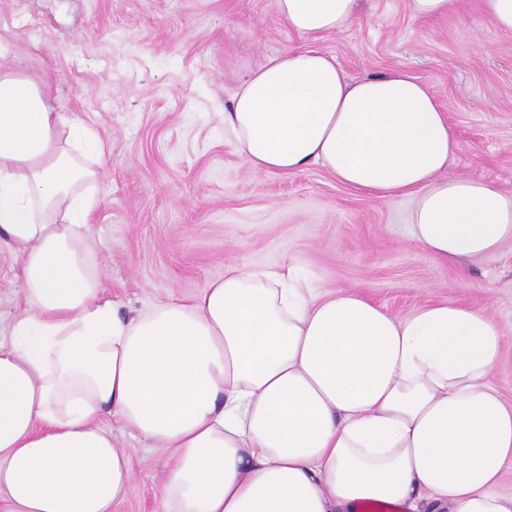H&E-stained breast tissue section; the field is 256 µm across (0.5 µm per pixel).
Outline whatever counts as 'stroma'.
Wrapping results in <instances>:
<instances>
[{
    "instance_id": "35a3bbf8",
    "label": "stroma",
    "mask_w": 512,
    "mask_h": 512,
    "mask_svg": "<svg viewBox=\"0 0 512 512\" xmlns=\"http://www.w3.org/2000/svg\"><path fill=\"white\" fill-rule=\"evenodd\" d=\"M300 42L272 0H0L9 65L50 88L107 143L93 160L94 247L109 298L138 309L187 298L230 265L293 264L316 287L350 289L408 316L462 301L503 328L493 383L512 404V245L475 262L435 259L410 238L411 201L348 188L324 168L253 172L224 130L249 72ZM320 46L347 78L404 70L426 82L460 143L447 174L512 192V34L465 0L415 19L408 0H361ZM22 265L0 249V336L22 309ZM133 488L114 512H161L165 457L119 436Z\"/></svg>"
}]
</instances>
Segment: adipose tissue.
<instances>
[{
  "mask_svg": "<svg viewBox=\"0 0 512 512\" xmlns=\"http://www.w3.org/2000/svg\"><path fill=\"white\" fill-rule=\"evenodd\" d=\"M303 43L236 89L224 125L249 168L322 166L412 201L445 262L512 242V193L446 177L459 144L430 86L347 79L319 41L360 0H273ZM0 50V238L22 260L23 313L0 342V512H113L128 435L169 460L162 512H512V405L493 387L501 326L442 301L400 317L293 267H232L196 295L122 312L91 244L98 132L52 111Z\"/></svg>",
  "mask_w": 512,
  "mask_h": 512,
  "instance_id": "obj_1",
  "label": "adipose tissue"
}]
</instances>
